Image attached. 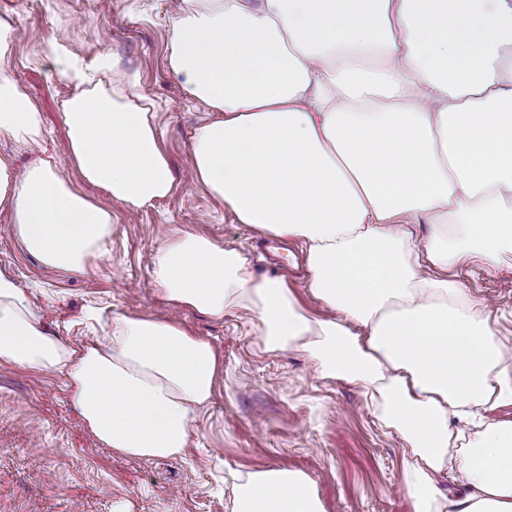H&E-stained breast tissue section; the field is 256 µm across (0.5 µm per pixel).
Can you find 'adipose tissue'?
I'll return each mask as SVG.
<instances>
[{
    "mask_svg": "<svg viewBox=\"0 0 512 512\" xmlns=\"http://www.w3.org/2000/svg\"><path fill=\"white\" fill-rule=\"evenodd\" d=\"M170 23L169 66L214 113L190 143L196 181L236 222L300 241L329 313L202 234L156 253L162 295L248 314L262 353H303L375 398L404 442L415 512H512V422L451 427L512 404V349L448 275L512 258V0H179ZM15 42L0 22V135L33 144L41 114L4 68ZM63 75L83 180L134 211L166 197L169 159L134 77L108 88L74 62ZM0 204L51 270L85 271L112 233L111 209L48 158L19 174L0 158ZM0 365L62 373L94 437L149 460L184 451L221 359L179 323L127 314L65 347L0 273ZM230 512L325 508L305 473L268 468L238 475Z\"/></svg>",
    "mask_w": 512,
    "mask_h": 512,
    "instance_id": "adipose-tissue-1",
    "label": "adipose tissue"
}]
</instances>
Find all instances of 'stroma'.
I'll list each match as a JSON object with an SVG mask.
<instances>
[{
  "label": "stroma",
  "mask_w": 512,
  "mask_h": 512,
  "mask_svg": "<svg viewBox=\"0 0 512 512\" xmlns=\"http://www.w3.org/2000/svg\"><path fill=\"white\" fill-rule=\"evenodd\" d=\"M170 0H0V21L18 29L8 68L43 116L39 149L0 137V157L16 170L52 158L92 198L72 163L62 102L69 92L63 56L92 62L107 55L120 73L138 76L137 90L156 112L173 188L137 212L112 201V234L104 255L85 272L46 269L19 242L0 211V273L32 298L49 330L64 345L93 339L92 312L177 318L206 338L224 360L210 405L181 456L141 460L100 444L72 406L65 378L0 366V512H228L231 475L282 467L303 471L318 485L325 512H414L401 484L403 441L385 428L360 390L319 377L305 355L259 352L253 319H216L175 311L152 276L151 258L173 234L201 233L237 248L256 274L267 242L235 223L223 201L189 174L194 128L207 106L189 96L168 65ZM282 273L305 310L323 303L308 277L300 242L288 241ZM468 294L488 301L499 337L512 344V267L480 263L455 269Z\"/></svg>",
  "instance_id": "35a3bbf8"
}]
</instances>
